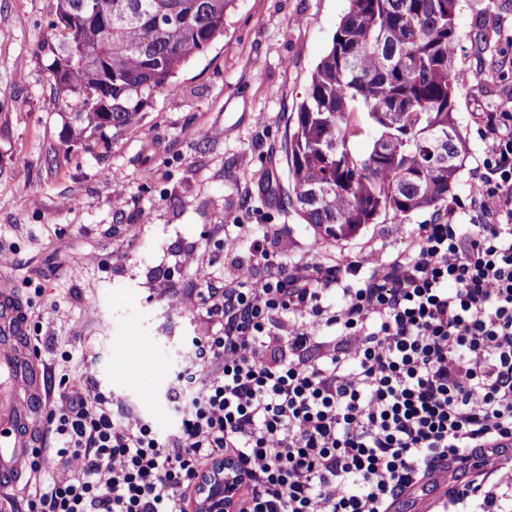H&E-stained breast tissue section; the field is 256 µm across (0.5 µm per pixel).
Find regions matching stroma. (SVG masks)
Here are the masks:
<instances>
[{"instance_id":"stroma-1","label":"stroma","mask_w":512,"mask_h":512,"mask_svg":"<svg viewBox=\"0 0 512 512\" xmlns=\"http://www.w3.org/2000/svg\"><path fill=\"white\" fill-rule=\"evenodd\" d=\"M347 8L229 0L223 35L180 68L175 91H153L134 125L92 132L74 120L78 98H57L47 69L57 0H0V288L27 305L43 372L78 365L94 380L87 396L105 394L168 432V393L197 339L220 328L205 290L254 260L251 240L225 248L227 225H252L280 260L316 245L332 264L398 246L391 223L316 244L267 189L271 175L288 186L296 107ZM459 32L456 67L486 71L456 101L469 153L452 202L465 204L486 156L484 113H512V0H461ZM37 463L0 512H24L38 482L77 475L50 452Z\"/></svg>"}]
</instances>
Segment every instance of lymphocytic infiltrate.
I'll return each instance as SVG.
<instances>
[{
    "label": "lymphocytic infiltrate",
    "instance_id": "lymphocytic-infiltrate-1",
    "mask_svg": "<svg viewBox=\"0 0 512 512\" xmlns=\"http://www.w3.org/2000/svg\"><path fill=\"white\" fill-rule=\"evenodd\" d=\"M483 123L471 205L493 223L451 209L345 264L277 261L255 241L254 264L208 291L222 331L170 393L174 434L87 398L85 373L50 388L44 447L80 470L36 486L28 512H188L229 458L237 512H394L447 473L444 512H502L460 477L512 447V113Z\"/></svg>",
    "mask_w": 512,
    "mask_h": 512
}]
</instances>
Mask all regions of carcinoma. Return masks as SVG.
<instances>
[{
    "instance_id": "carcinoma-1",
    "label": "carcinoma",
    "mask_w": 512,
    "mask_h": 512,
    "mask_svg": "<svg viewBox=\"0 0 512 512\" xmlns=\"http://www.w3.org/2000/svg\"><path fill=\"white\" fill-rule=\"evenodd\" d=\"M112 20L77 21L81 0H58L49 44L56 93L81 97L88 128L135 124L144 96L224 34L228 0H91ZM461 0H349L315 67L285 147L278 197L322 241L406 218L447 201L465 166L454 65ZM368 135L359 153L353 142Z\"/></svg>"
}]
</instances>
